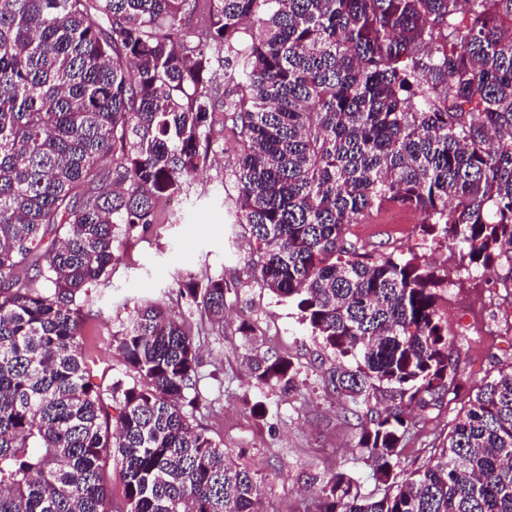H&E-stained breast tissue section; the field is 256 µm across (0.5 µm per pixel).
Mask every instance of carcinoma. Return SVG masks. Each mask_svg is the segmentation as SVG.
<instances>
[{
	"label": "carcinoma",
	"instance_id": "cac0c4a2",
	"mask_svg": "<svg viewBox=\"0 0 512 512\" xmlns=\"http://www.w3.org/2000/svg\"><path fill=\"white\" fill-rule=\"evenodd\" d=\"M235 160L253 271L336 354L382 491L339 470L319 512H512V367L423 466L395 472L462 388L448 273L352 238L400 207L459 270L512 288V0H0V512H256L258 486L196 421L193 335L161 303L113 335L133 382L95 379L90 287L201 165ZM224 278L182 295L224 332ZM294 363L252 378L291 391Z\"/></svg>",
	"mask_w": 512,
	"mask_h": 512
}]
</instances>
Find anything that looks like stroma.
I'll list each match as a JSON object with an SVG mask.
<instances>
[{"label": "stroma", "mask_w": 512, "mask_h": 512, "mask_svg": "<svg viewBox=\"0 0 512 512\" xmlns=\"http://www.w3.org/2000/svg\"><path fill=\"white\" fill-rule=\"evenodd\" d=\"M232 162L204 165L186 195L166 208L167 223L134 238H119V262L109 278L95 286L84 308V347L97 373L123 379L127 368L112 336L125 326L134 308L157 301L182 315L199 348L196 383L197 421L233 451L236 461L257 478L260 512H317L318 499L306 481L353 469L373 488L357 448L360 421L325 385L336 359L320 337L300 323L296 308L265 288L251 270L252 250L244 225L235 221ZM410 229L381 217L353 225L362 240L385 250L425 256L437 269L448 265V249L421 240L420 218L410 214ZM224 277L223 333H212L195 304L180 292L182 281L203 284ZM491 271L461 275L445 291L448 332L461 353L465 389L429 410L401 453L410 471L425 463L434 442L447 434L468 393L498 368L512 364V324L500 321L511 307ZM248 323L252 336L240 332ZM290 359L299 388L287 394L255 384L249 369L254 351Z\"/></svg>", "instance_id": "obj_1"}]
</instances>
